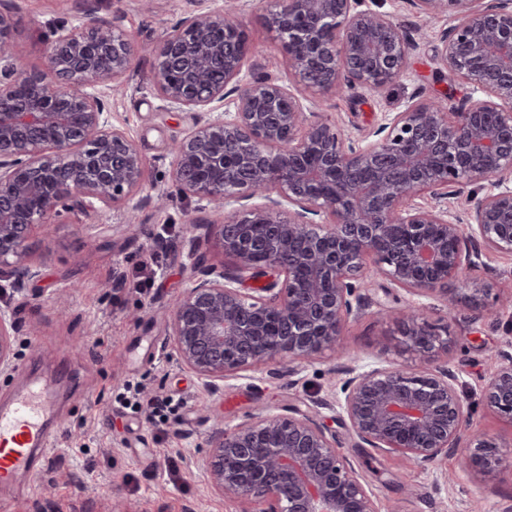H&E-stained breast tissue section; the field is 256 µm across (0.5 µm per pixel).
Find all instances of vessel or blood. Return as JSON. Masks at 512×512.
Listing matches in <instances>:
<instances>
[{
	"instance_id": "vessel-or-blood-1",
	"label": "vessel or blood",
	"mask_w": 512,
	"mask_h": 512,
	"mask_svg": "<svg viewBox=\"0 0 512 512\" xmlns=\"http://www.w3.org/2000/svg\"><path fill=\"white\" fill-rule=\"evenodd\" d=\"M55 403L51 386L36 377L0 403V512L32 488L45 464L57 431Z\"/></svg>"
}]
</instances>
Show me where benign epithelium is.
Wrapping results in <instances>:
<instances>
[{
  "mask_svg": "<svg viewBox=\"0 0 512 512\" xmlns=\"http://www.w3.org/2000/svg\"><path fill=\"white\" fill-rule=\"evenodd\" d=\"M412 2L451 17L438 60L472 94L452 107L411 100L364 142L341 139L306 96L378 92L407 71L412 39L365 0H280L267 23L283 43L286 82L243 78L251 46L234 0L189 13L151 48L150 83L167 110L206 111L171 142L168 177L177 195L222 214L185 227L195 267L170 321L176 360L207 387L336 351L361 310L355 281L369 260L375 275L430 297L452 277L467 283L482 252L512 253V0ZM14 35L0 10V273L22 294L39 277L37 226L112 209L141 235L132 200L149 163L108 119L102 89L127 91L137 53L116 21L88 7L80 25L53 30L40 66L12 51ZM476 181L490 190L467 218L441 205L449 188ZM425 193L436 205L413 203ZM211 238L233 266L206 263L199 249ZM396 314L421 359L448 349L427 306ZM14 333L0 310L1 374L15 368ZM501 358L485 396L512 420V352ZM345 375L342 420L359 446L422 468L461 448L469 407L452 370L378 364ZM209 447L208 481L239 512H378L336 434L307 411L262 412L230 429L219 419ZM460 465L493 475L512 460L477 436Z\"/></svg>",
  "mask_w": 512,
  "mask_h": 512,
  "instance_id": "obj_1",
  "label": "benign epithelium"
}]
</instances>
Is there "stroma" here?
<instances>
[{"label":"stroma","mask_w":512,"mask_h":512,"mask_svg":"<svg viewBox=\"0 0 512 512\" xmlns=\"http://www.w3.org/2000/svg\"><path fill=\"white\" fill-rule=\"evenodd\" d=\"M224 0H98L99 14L118 19L135 43L156 42L178 20ZM389 15L415 46L406 75L377 93L356 88L335 97L322 95L323 113L343 136L362 140L387 123L412 99L468 94L469 87L441 70L436 49L448 30L447 16L430 21L412 0H367ZM85 0H0L16 20L14 50L29 63L45 60L56 24L79 25ZM275 0H240V18L253 48L251 64L286 77L283 51L267 25ZM152 60L135 57L136 74L127 94L110 102L111 122L124 128L147 159L155 187H168L169 146L193 124L192 113L173 116L149 84ZM196 202L174 199L159 211L143 206L146 234L136 237L112 210L74 213L35 231L33 260L40 276L25 294L0 290V308L15 318L16 371L0 376V397L8 398L25 372L51 384L58 395L53 448L29 493L12 512H236V503L215 492L203 470L209 451L211 418L227 426L271 410L297 407L316 413L336 432V449L346 456L372 490L379 512H502L512 505V471L494 477L461 473L455 456L428 470L370 448L355 447L341 419L340 391L345 367L375 363L421 369L394 310L419 303V296L378 276L360 278L366 305L340 338L339 354L309 362L280 361L225 376L208 389L189 368L175 362L169 317L191 282V260L183 247V227L199 216ZM469 285L484 289L485 309L472 317L459 302L456 321H447V299H457L458 284L428 298L432 321L447 327L451 340L435 365L452 370L470 406L465 432L495 439L512 449V421L483 399L486 380L512 348V305L502 295L512 287V255L487 252L469 275ZM144 396L169 400L165 418L126 407L127 387Z\"/></svg>","instance_id":"obj_1"}]
</instances>
